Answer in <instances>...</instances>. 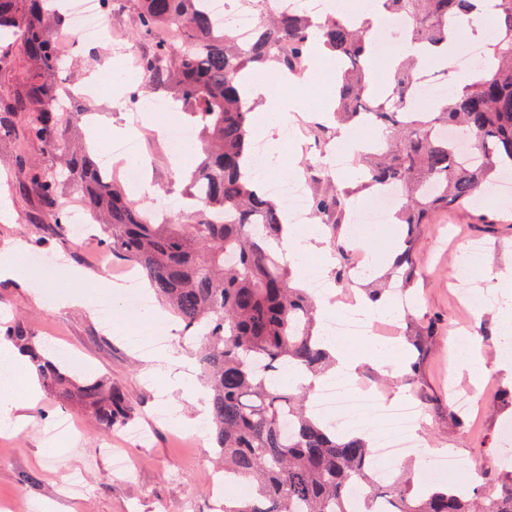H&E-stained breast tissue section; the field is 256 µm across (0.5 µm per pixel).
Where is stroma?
<instances>
[{
  "mask_svg": "<svg viewBox=\"0 0 512 512\" xmlns=\"http://www.w3.org/2000/svg\"><path fill=\"white\" fill-rule=\"evenodd\" d=\"M112 33L104 41L84 47L72 37L59 35V49L66 59L60 74L73 92H81L103 72L115 74L114 82L97 87L93 101L85 103L84 115L73 124L61 125L64 139L88 143L118 142L120 137L139 139L136 156L144 176L150 179L157 199L175 201L184 189L183 175L198 163L190 155L175 165L173 150L163 139L138 138L137 129L125 109H110L119 101L146 93L143 79L125 76L124 51L138 48L149 54L152 42L136 32L134 0H121L111 16ZM256 79L266 81L278 98L288 105V125L300 128L296 139L286 141L273 131L268 145L269 178H307L308 195L323 190L327 179L345 186L358 182L360 168L356 155H347L343 168L329 166L341 129L333 118L335 82L310 88L292 78L285 81L271 67L253 69ZM30 113L12 116L9 133H0V249L16 246L27 269L36 263L56 260L57 270L86 273L76 282L77 291L89 301L88 307L62 305L48 280H0V325L23 322L39 342L50 343L70 354L68 367L78 376L112 380L133 400L135 415L126 428L106 433L98 429L91 413L75 404L58 403L49 391L38 401L27 402L23 375L14 372L13 390L23 404L15 430L0 431V501L11 503L14 512H214V494L209 476L214 469V450L209 441H195L207 405L198 379L195 348L182 337L183 326L161 305L137 316H127L121 289L98 287L96 277L110 283L121 275L125 261L112 255L102 243L98 225H90L84 236L57 231L52 218L40 207L32 192L30 171L53 165L41 140L26 136ZM327 164V179H314L318 164ZM299 239L317 235L313 249L302 254L308 278L328 283V296L339 307L363 294V279L351 274L336 280L326 268V258L336 252V241L349 238L346 227L330 233L320 219L310 218L298 225ZM479 243V265L462 273L458 258L471 243ZM419 275L405 290L393 292L389 301L400 323L398 332L379 328L377 338L389 352L369 357L362 340L347 339L340 347L347 358L357 361L356 372L383 399L408 400L423 405L417 426L418 442L427 452L459 454L469 466L488 470L495 482L512 480V475L495 469L494 462L504 446L502 429L512 426V403L500 400L501 390L512 388V372L500 366L499 310L512 295V200L489 194L484 205L442 211L431 224L421 227L415 244ZM490 294L494 302L482 309L465 306L461 291ZM112 302V323L104 325L95 307L102 300ZM166 333L152 352L144 353L126 344L128 335H151L156 323ZM435 330L424 351L409 342L410 331L427 325ZM464 329L479 338L478 353L486 369L479 381H472L467 369H454V332ZM420 361L422 373L417 385L399 382L402 367ZM474 393L480 413L459 425L448 414V389ZM125 449L137 468L132 476L112 468L113 449ZM85 478L81 493H72L67 475ZM37 475L38 483L21 491L22 474Z\"/></svg>",
  "mask_w": 512,
  "mask_h": 512,
  "instance_id": "35a3bbf8",
  "label": "stroma"
}]
</instances>
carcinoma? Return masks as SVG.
Returning <instances> with one entry per match:
<instances>
[{
    "mask_svg": "<svg viewBox=\"0 0 512 512\" xmlns=\"http://www.w3.org/2000/svg\"><path fill=\"white\" fill-rule=\"evenodd\" d=\"M475 2L383 0L382 6L388 16H406L405 39L427 51L448 41L449 24L471 13ZM247 3L259 21L252 41L243 44L202 0H137L138 30L154 41L143 60L146 83L181 103L202 135L190 220L176 222L168 207L158 218L135 204L84 151L71 153L59 170L31 172V189L66 231L62 179H80L83 208L101 216L104 242L140 271L197 344L208 388L207 436L224 473L251 482L247 496L224 501V512H512V484L490 489L482 483L461 492L446 485L413 494L399 477L382 480L373 471L366 432L339 431L308 411L311 386L304 380L325 373L333 357L323 346L316 297L291 285L283 246L287 214L250 172L253 108L241 84L251 64L296 72L313 40L336 56L334 115L346 123L367 118L382 130L381 142L363 154L364 187H390L400 195L394 223L405 225V236L388 277L406 287L416 276L422 225L442 210L479 201L512 171V0H489L493 37L471 69L477 78L441 108L423 111L410 107L415 80L422 70L440 67L436 59L421 67L414 59L399 64L385 91L375 94L363 65L373 51L365 24L293 10L267 15L263 0ZM65 25L66 15L51 10L48 0H0V66L17 42L28 61L25 91L4 111L37 113L28 133L51 155L64 147L52 112L61 95L62 58L51 30ZM176 25L184 34L179 49L160 38ZM450 128L463 136L449 139ZM351 196L352 190L331 185L314 196L312 213L337 224ZM4 338L29 354L51 394L89 409L103 431L131 419L132 403L119 386L73 377L20 324Z\"/></svg>",
    "mask_w": 512,
    "mask_h": 512,
    "instance_id": "1",
    "label": "carcinoma"
}]
</instances>
